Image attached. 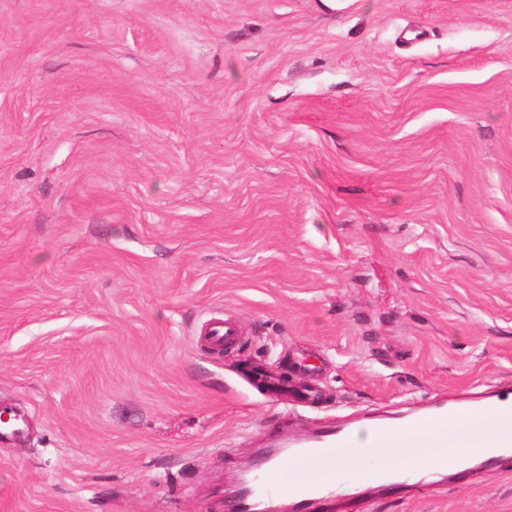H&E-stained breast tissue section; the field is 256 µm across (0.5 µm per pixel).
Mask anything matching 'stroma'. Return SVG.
<instances>
[{"instance_id":"1","label":"stroma","mask_w":512,"mask_h":512,"mask_svg":"<svg viewBox=\"0 0 512 512\" xmlns=\"http://www.w3.org/2000/svg\"><path fill=\"white\" fill-rule=\"evenodd\" d=\"M497 389L512 0H0V512H224L272 441ZM378 470L512 512V459ZM239 336H241L240 327L228 320L210 323L206 333L208 344L214 348L232 347Z\"/></svg>"}]
</instances>
